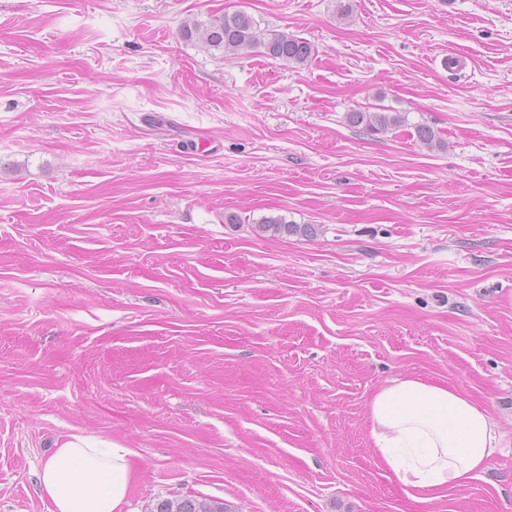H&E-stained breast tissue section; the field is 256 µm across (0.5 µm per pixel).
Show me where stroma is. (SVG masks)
Instances as JSON below:
<instances>
[{
  "instance_id": "1",
  "label": "stroma",
  "mask_w": 512,
  "mask_h": 512,
  "mask_svg": "<svg viewBox=\"0 0 512 512\" xmlns=\"http://www.w3.org/2000/svg\"><path fill=\"white\" fill-rule=\"evenodd\" d=\"M235 11L312 57L180 36ZM406 376L512 440V0H0V512H50L73 434L130 449L123 512H512V447L389 478L368 404ZM348 122L354 127L362 126L370 133H381L396 128L405 122V115L400 112H365L347 113ZM257 227L260 232H271L274 236L280 234L306 236L313 234L314 227L311 224H293L285 217H264L259 220ZM151 512H229L224 502L210 498L162 499L155 504Z\"/></svg>"
}]
</instances>
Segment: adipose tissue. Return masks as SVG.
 Instances as JSON below:
<instances>
[{"label": "adipose tissue", "instance_id": "obj_1", "mask_svg": "<svg viewBox=\"0 0 512 512\" xmlns=\"http://www.w3.org/2000/svg\"><path fill=\"white\" fill-rule=\"evenodd\" d=\"M368 413L376 452L417 501L478 477L504 446L488 411L442 381L395 379L373 396ZM130 454L115 442L71 435L39 474L52 512H122Z\"/></svg>", "mask_w": 512, "mask_h": 512}]
</instances>
